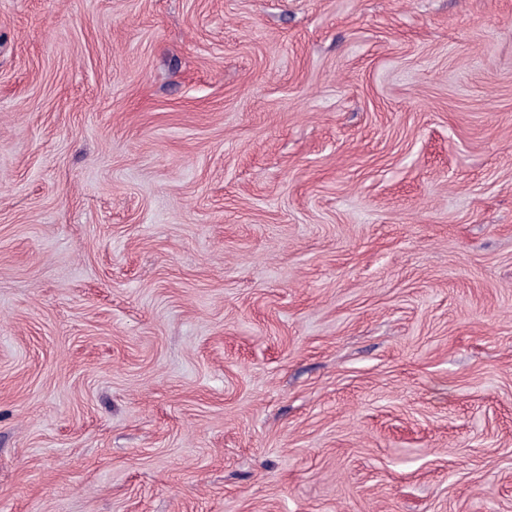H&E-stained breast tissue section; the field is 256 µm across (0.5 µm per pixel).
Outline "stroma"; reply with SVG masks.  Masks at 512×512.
Here are the masks:
<instances>
[{"mask_svg":"<svg viewBox=\"0 0 512 512\" xmlns=\"http://www.w3.org/2000/svg\"><path fill=\"white\" fill-rule=\"evenodd\" d=\"M0 512H512V0H0Z\"/></svg>","mask_w":512,"mask_h":512,"instance_id":"1","label":"stroma"}]
</instances>
